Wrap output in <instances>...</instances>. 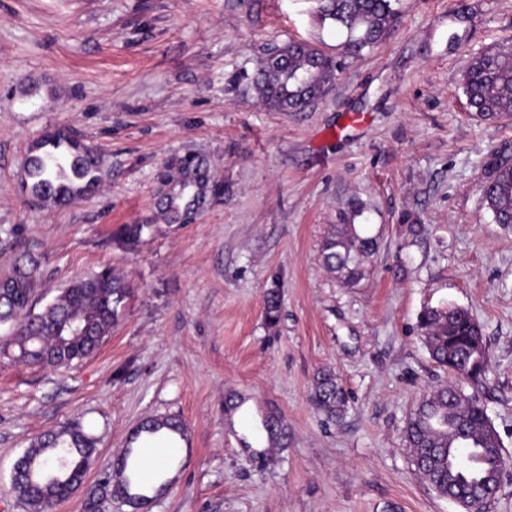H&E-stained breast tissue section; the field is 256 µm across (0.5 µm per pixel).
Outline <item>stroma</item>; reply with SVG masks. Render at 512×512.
I'll return each instance as SVG.
<instances>
[{
	"label": "stroma",
	"instance_id": "stroma-1",
	"mask_svg": "<svg viewBox=\"0 0 512 512\" xmlns=\"http://www.w3.org/2000/svg\"><path fill=\"white\" fill-rule=\"evenodd\" d=\"M400 0L399 19L347 59L301 112L264 107L243 73L304 41H344L314 0H0V276L29 252L47 294L109 266L130 285L111 336L68 368L0 357V512H28L10 470L41 434L81 424L98 440L84 483L56 512H135L100 490L133 429L174 416L187 428L180 471L147 512H458L416 473L406 419L450 376L418 330L424 306L453 303L479 323L489 357L483 401L512 457V228L479 183L512 144V119H474L465 63L512 46V0ZM52 128L102 158L98 191L56 209L21 188L22 161ZM208 160L224 185L192 224H169L158 177L174 157ZM379 238L366 276L343 287L320 249L352 200ZM423 225L409 246L403 213ZM147 230L136 250L112 238ZM281 316L268 326L272 280ZM333 368L348 397L337 422L310 401ZM288 425L261 458L224 397Z\"/></svg>",
	"mask_w": 512,
	"mask_h": 512
}]
</instances>
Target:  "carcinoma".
<instances>
[{"instance_id": "carcinoma-1", "label": "carcinoma", "mask_w": 512, "mask_h": 512, "mask_svg": "<svg viewBox=\"0 0 512 512\" xmlns=\"http://www.w3.org/2000/svg\"><path fill=\"white\" fill-rule=\"evenodd\" d=\"M317 17L345 33L347 57H358L377 45L397 22L399 0H318ZM283 60L279 68L261 63L247 87L269 109L296 112L328 93L345 60L334 58L311 45L292 41L275 48ZM461 87L471 115L480 120L512 118V47L491 48L472 57L462 71ZM93 147L67 130L46 132L25 158L26 189L43 200L49 191L60 197L84 196L100 185V164L91 160ZM160 179L168 186L161 211L169 224H188L198 213L196 202L218 196L222 185L211 179L204 162L188 154L164 165ZM482 198L493 222L512 226V145L503 144L488 159L481 183ZM147 224H123L117 242L133 247ZM378 238L361 224H334L322 243L326 269L340 282L355 287L363 275V263L376 251ZM40 277L38 260L22 255L11 273L0 279L6 285L0 297V324L11 327L0 345L22 364L60 368L92 355L112 334L118 309L129 286L108 266L77 278L35 313L33 294ZM281 308L280 284L273 281L264 296L269 326L277 324ZM418 326L430 358L445 368L452 379L424 395L405 426V441L416 471L438 496L448 488L465 497L501 484L505 471L500 436L488 418L479 388L487 380L488 356L480 325L469 311L455 304L426 306ZM317 410L330 419L343 416L347 398L336 376L318 373L311 393ZM278 429L274 445L288 439V428L279 418L264 417V432ZM184 438V427L175 418L154 417L132 432L128 447L141 438ZM97 438L79 426L39 436L24 453V472L12 480V489L29 512H54L83 483L96 457Z\"/></svg>"}]
</instances>
